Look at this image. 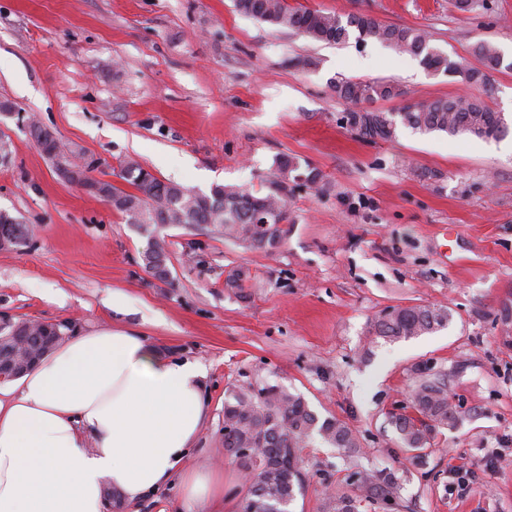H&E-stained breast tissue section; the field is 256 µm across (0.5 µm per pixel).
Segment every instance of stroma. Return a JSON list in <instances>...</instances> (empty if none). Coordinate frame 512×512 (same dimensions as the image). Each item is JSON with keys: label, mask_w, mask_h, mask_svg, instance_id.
<instances>
[{"label": "stroma", "mask_w": 512, "mask_h": 512, "mask_svg": "<svg viewBox=\"0 0 512 512\" xmlns=\"http://www.w3.org/2000/svg\"><path fill=\"white\" fill-rule=\"evenodd\" d=\"M339 16L368 13L424 30L449 58L493 42L512 58V0L463 14L452 0H287ZM341 78L394 80L408 102L467 95L512 118V70L490 86L425 70L377 41L324 45L244 17L233 0H0V210L26 224L27 243L0 250V314L124 327L207 370L208 413L186 468L221 466L224 499L198 512H240L244 474L224 456V393L277 385L320 417L356 431L347 455L320 442L300 451L307 481L292 512H322L328 493L357 490V470L397 479L391 508L358 512H512V152L502 141L398 127L362 140L342 123ZM34 117L69 149L207 192L267 191L288 156L318 185L288 187V234L271 251L214 227L170 226L167 280L142 261L147 239L104 200L64 183L18 122ZM246 295L226 287L236 269ZM449 309L448 327L372 340L392 306ZM443 382L457 409L424 457L397 442L391 414L421 377Z\"/></svg>", "instance_id": "obj_1"}]
</instances>
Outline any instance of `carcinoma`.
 I'll list each match as a JSON object with an SVG mask.
<instances>
[{
	"label": "carcinoma",
	"mask_w": 512,
	"mask_h": 512,
	"mask_svg": "<svg viewBox=\"0 0 512 512\" xmlns=\"http://www.w3.org/2000/svg\"><path fill=\"white\" fill-rule=\"evenodd\" d=\"M234 7L243 16L294 30L317 42L340 43L352 35L359 42L376 40L418 58L428 71L460 75L471 84L487 83L493 71L512 70V61L505 62L500 49L487 40H479L471 47L480 66L464 68L432 46L423 30L384 24L367 13L349 14L343 20L317 9L290 8L285 0H234ZM332 89L337 98L352 104L403 95L400 87L390 81L342 78L333 83ZM342 120L370 142L391 139L400 125L420 134L443 132L484 140H497L512 133V123L503 113L491 111L476 99L460 97L409 103L394 113L366 110L360 115L351 110ZM27 131L41 152L57 166H78L79 154L65 151L54 132L37 121L31 122ZM278 171V181L265 194L219 184L207 193L195 192L159 179L132 159L125 162L119 174L134 188L131 193L94 177L95 169L88 163L81 170L78 184L88 194L108 202L127 223L146 234L148 245L143 261L146 268L152 269L161 256L169 262L168 243L158 231L166 224H209L224 228V236L247 248L269 251L277 247L288 233L282 227L288 222V182L302 180L315 184L320 179L317 169L303 168L290 157L279 159ZM257 213L270 216L271 223H254ZM251 280L249 269L239 268L228 276L226 286L246 288ZM450 319V312L443 307L395 306L375 318L370 333L386 341L410 339L440 330L448 326ZM411 409L410 413H395L391 419L401 446L419 457L436 429L456 422L457 411L448 402L444 386L432 380L417 386ZM316 437L349 454L359 448L353 429L333 416L319 418L299 394L278 385L228 389L224 397V447L248 450L237 457L248 477L240 512H289L296 494L305 486L300 448ZM395 487L396 478L390 472L360 473L358 489L380 504H388ZM323 512H357V496L340 490L332 492L323 499Z\"/></svg>",
	"instance_id": "carcinoma-1"
}]
</instances>
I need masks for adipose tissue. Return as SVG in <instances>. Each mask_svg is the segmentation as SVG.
<instances>
[{
  "instance_id": "1",
  "label": "adipose tissue",
  "mask_w": 512,
  "mask_h": 512,
  "mask_svg": "<svg viewBox=\"0 0 512 512\" xmlns=\"http://www.w3.org/2000/svg\"><path fill=\"white\" fill-rule=\"evenodd\" d=\"M205 368L127 329L75 334L0 384V512H104L178 478L186 507L224 495V473L185 470L208 407Z\"/></svg>"
}]
</instances>
